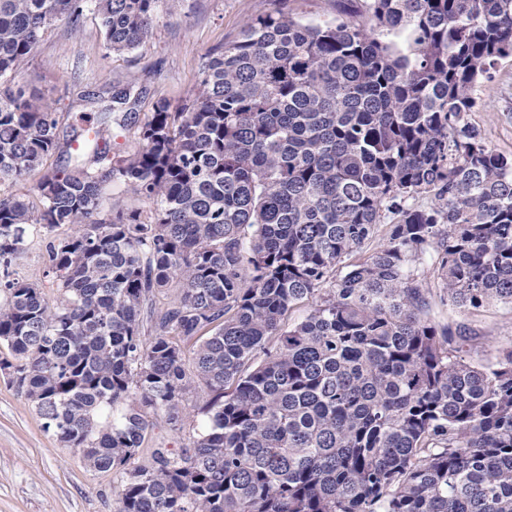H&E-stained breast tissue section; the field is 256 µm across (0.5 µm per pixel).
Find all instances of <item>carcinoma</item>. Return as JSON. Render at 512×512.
<instances>
[{"label":"carcinoma","mask_w":512,"mask_h":512,"mask_svg":"<svg viewBox=\"0 0 512 512\" xmlns=\"http://www.w3.org/2000/svg\"><path fill=\"white\" fill-rule=\"evenodd\" d=\"M162 2L0 0V184L71 161L35 203L0 191V370L87 466L125 474L115 512H512V348L474 364L422 318L415 269L430 257L456 306L512 304V156L468 121L512 58V0H358L325 25L275 9L99 168L95 118L60 143L16 75L54 21L91 13L131 52ZM109 186L148 209H105ZM32 230L53 303L14 277ZM175 336L200 339L190 372ZM194 385L209 399L191 445L126 469L151 416L183 428Z\"/></svg>","instance_id":"1"}]
</instances>
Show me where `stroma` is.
I'll use <instances>...</instances> for the list:
<instances>
[{
    "mask_svg": "<svg viewBox=\"0 0 512 512\" xmlns=\"http://www.w3.org/2000/svg\"><path fill=\"white\" fill-rule=\"evenodd\" d=\"M274 0H177L161 6L151 37L138 49L107 52L99 24L86 15L80 28L53 22L18 73L29 92L53 106L61 140L79 131V117L97 115L112 150H133L139 127L157 101L171 107L194 95L206 56L236 40L246 21L271 11ZM283 9L305 24L324 25L355 9V0H283ZM129 90L130 98L109 113L104 101ZM477 107L469 122L495 150L512 154V58L499 61L476 85ZM427 317L437 327L470 340L474 362H494L512 347V306L492 303L476 311L441 300L443 285L430 262L420 265ZM206 392L183 398L188 418L173 431L164 417L151 419L146 442L135 459L147 464L156 448L178 449L193 439L202 422ZM123 475L87 467L79 450L64 447L32 404L0 372V512H114Z\"/></svg>",
    "mask_w": 512,
    "mask_h": 512,
    "instance_id": "1",
    "label": "stroma"
}]
</instances>
